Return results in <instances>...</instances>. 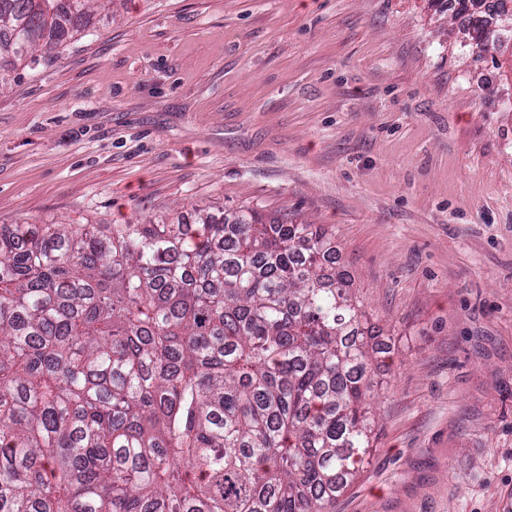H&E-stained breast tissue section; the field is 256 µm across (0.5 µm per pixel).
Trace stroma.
I'll return each mask as SVG.
<instances>
[{"label":"stroma","instance_id":"stroma-1","mask_svg":"<svg viewBox=\"0 0 512 512\" xmlns=\"http://www.w3.org/2000/svg\"><path fill=\"white\" fill-rule=\"evenodd\" d=\"M0 91L1 224L326 229L384 352L333 512L512 497V76L440 0H117Z\"/></svg>","mask_w":512,"mask_h":512}]
</instances>
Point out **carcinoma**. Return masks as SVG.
<instances>
[{"label":"carcinoma","instance_id":"carcinoma-1","mask_svg":"<svg viewBox=\"0 0 512 512\" xmlns=\"http://www.w3.org/2000/svg\"><path fill=\"white\" fill-rule=\"evenodd\" d=\"M115 0H0V89ZM469 46L501 49L485 0ZM326 232L248 206L0 226V512H331L371 448L369 343Z\"/></svg>","mask_w":512,"mask_h":512}]
</instances>
